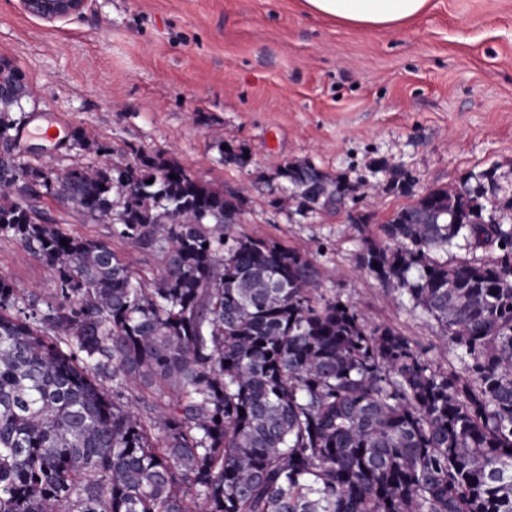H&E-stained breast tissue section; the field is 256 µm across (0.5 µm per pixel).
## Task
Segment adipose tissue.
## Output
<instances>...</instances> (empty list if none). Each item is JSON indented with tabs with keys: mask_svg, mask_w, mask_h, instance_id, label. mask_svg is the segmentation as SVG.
Listing matches in <instances>:
<instances>
[{
	"mask_svg": "<svg viewBox=\"0 0 512 512\" xmlns=\"http://www.w3.org/2000/svg\"><path fill=\"white\" fill-rule=\"evenodd\" d=\"M429 0H304L309 12L359 28H389L424 12Z\"/></svg>",
	"mask_w": 512,
	"mask_h": 512,
	"instance_id": "obj_1",
	"label": "adipose tissue"
}]
</instances>
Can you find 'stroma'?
<instances>
[{"label": "stroma", "mask_w": 512, "mask_h": 512, "mask_svg": "<svg viewBox=\"0 0 512 512\" xmlns=\"http://www.w3.org/2000/svg\"><path fill=\"white\" fill-rule=\"evenodd\" d=\"M1 59L28 89L15 118L31 133L48 119L66 132L31 164L129 162L139 149L217 188L250 184L237 232L306 253L324 296L448 363L434 321L393 303L356 253L415 196L469 174L495 169L500 200L512 199V0H429L389 29L315 15L303 0H91L57 23L0 0ZM223 140L249 153L246 166L225 163ZM296 160L346 176L354 200L336 212L277 207L276 171ZM379 162L386 170L376 171ZM393 168L413 179L412 194L386 191ZM42 207L66 233L109 242L143 281L158 272L154 252L114 237L110 225L50 197ZM364 207L372 219L361 231L351 215ZM0 274L43 298L54 292L46 264L2 235Z\"/></svg>", "instance_id": "1"}]
</instances>
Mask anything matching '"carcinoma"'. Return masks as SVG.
<instances>
[{
	"label": "carcinoma",
	"instance_id": "carcinoma-1",
	"mask_svg": "<svg viewBox=\"0 0 512 512\" xmlns=\"http://www.w3.org/2000/svg\"><path fill=\"white\" fill-rule=\"evenodd\" d=\"M26 93L1 61L0 234L56 288L45 301L0 275V512H512V225L486 223L496 170L419 195L356 255L436 323L444 369L319 294L305 254L234 233L243 187L138 149L28 165L12 116ZM276 176L292 189L280 207L333 209L350 191L303 161ZM387 188L412 182L394 172ZM44 196L152 249L151 287L24 202ZM461 240L494 256L434 258ZM139 386L170 397L142 416L120 403Z\"/></svg>",
	"mask_w": 512,
	"mask_h": 512
}]
</instances>
